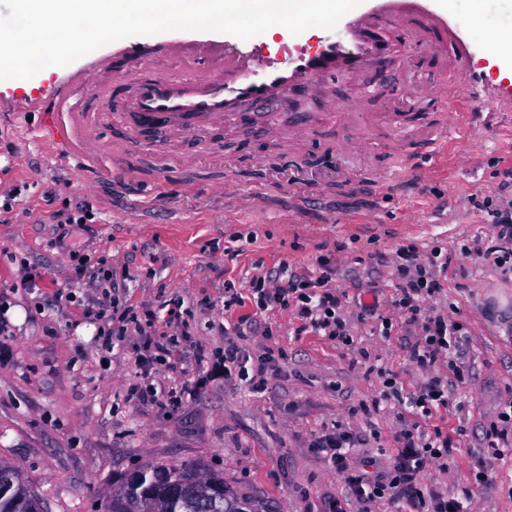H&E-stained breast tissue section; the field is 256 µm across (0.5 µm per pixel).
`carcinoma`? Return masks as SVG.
<instances>
[{"label":"carcinoma","mask_w":512,"mask_h":512,"mask_svg":"<svg viewBox=\"0 0 512 512\" xmlns=\"http://www.w3.org/2000/svg\"><path fill=\"white\" fill-rule=\"evenodd\" d=\"M200 476L191 467L143 471L142 480L122 486L112 495L110 512H147L151 507L164 512H227L230 500L244 512L250 502L231 493L210 499L201 492ZM41 500L33 496L22 482L16 466L0 463V512H42Z\"/></svg>","instance_id":"cac0c4a2"}]
</instances>
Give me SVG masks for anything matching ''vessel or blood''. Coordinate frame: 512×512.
<instances>
[{"instance_id":"1","label":"vessel or blood","mask_w":512,"mask_h":512,"mask_svg":"<svg viewBox=\"0 0 512 512\" xmlns=\"http://www.w3.org/2000/svg\"><path fill=\"white\" fill-rule=\"evenodd\" d=\"M382 27L404 35L412 47L427 49L437 73L444 76L442 86L423 87L421 97L440 90L448 95L445 111L431 119L435 135L406 141L393 166L375 183V192L383 196L401 181L421 175L415 165L418 157L446 163L448 132L464 118L479 127L487 121L483 110L468 116L457 110L459 100L469 96L472 59L470 39L449 11L448 0H363L313 52L284 44L272 56L259 51L256 39L229 34L176 38L144 51L119 44L112 56L88 55L83 69L69 73L38 99L44 138L74 169L85 170L99 164L95 127L87 119L95 100L111 102L114 123L154 131L166 142L192 137L202 120L221 124L228 115L254 105L287 104L293 92L317 88L339 71L355 73L369 86L393 70L397 56L393 45L380 37ZM480 32L489 52H512L511 30L484 25ZM331 109L350 127L354 141L374 139L371 115L361 111L359 102L335 103Z\"/></svg>"}]
</instances>
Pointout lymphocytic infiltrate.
<instances>
[{"label": "lymphocytic infiltrate", "mask_w": 512, "mask_h": 512, "mask_svg": "<svg viewBox=\"0 0 512 512\" xmlns=\"http://www.w3.org/2000/svg\"><path fill=\"white\" fill-rule=\"evenodd\" d=\"M439 252L420 256L414 244H402L396 249V277L398 280L397 305L409 323L421 324L422 334L412 345L410 357L417 366L429 368L440 359L448 361V376H434L420 389L404 400V407L412 414L432 416L434 411L447 408L449 401L448 378L460 376L458 364L467 346L460 322L434 313L428 302L440 296L443 284L437 275ZM336 274L330 258H320L318 272L302 276L289 271L287 265L253 275L249 281V300L255 312L239 318L232 327L234 339L226 343L223 351L225 373H236L254 392H261L266 385V375L276 357L273 350H265L258 356L246 353L238 341L255 335L261 325L258 314L274 307L294 308L301 322L300 329L317 336L349 343L343 315L344 295L333 287ZM96 319L108 320L110 328L103 334L104 346H111L114 337L136 332L140 338L142 366H152L159 353L175 347V329L183 327L185 319L179 307L168 308L166 313L156 311L138 315L134 308L119 300L103 304L95 314ZM164 324L165 334L154 332L155 324ZM399 446L392 458L386 478L372 479L366 473L353 469L349 463L352 448L358 438L351 431L336 429L318 436L313 443L334 470L342 473L350 492L349 500L337 499L329 503L328 512H347L349 501L366 503L386 498L396 503L400 512H470L469 491L451 497L437 491H425L417 485V476L428 465L447 467L453 446L441 431L426 434L417 424L409 423L397 437Z\"/></svg>", "instance_id": "f902f5d3"}]
</instances>
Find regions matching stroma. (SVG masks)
I'll list each match as a JSON object with an SVG mask.
<instances>
[{"label": "stroma", "instance_id": "35a3bbf8", "mask_svg": "<svg viewBox=\"0 0 512 512\" xmlns=\"http://www.w3.org/2000/svg\"><path fill=\"white\" fill-rule=\"evenodd\" d=\"M471 37L474 90L486 102L496 91L512 95V82L500 76L512 58L492 65L479 31ZM66 73L51 66L29 79L0 81V295L26 314L11 327V361L0 365V461L18 467L46 512H107L125 475L184 466L223 476L225 488L251 500L257 512H326L347 486L313 451V440L340 426L364 438L354 462H389L406 412L398 397L382 400L386 376H396L405 396L448 373L447 360L421 369L410 357L419 329L394 303L393 259L401 243L448 253L445 291L429 307L462 323L469 339L464 381L454 386L448 408L418 421L421 430L438 428L453 440V463L426 468L419 485L451 496L471 489L472 512H512V446L497 455L484 451L487 426L512 404V275H502L484 254L496 231L483 206L498 201L499 172L512 167V113L474 134L449 135V152L468 141L471 161L412 179L385 197L372 191L384 146L353 160L357 181L322 179L319 159L345 138V128L324 120L315 136L291 149L258 135L257 120L272 114L269 106L256 108L255 118L227 127L203 123L193 140L134 154L133 178L115 182L76 172L16 129L20 122L41 125L42 112L29 103ZM436 78L419 50L404 83L385 79L367 88L340 75L297 94L288 109L319 112L327 99L360 97L372 112L430 116L441 100L414 103L412 88ZM228 178L240 189L238 201H225L218 190ZM297 182L310 186L299 205L288 196ZM81 206L92 211V224L75 230L67 247L56 245L57 214ZM72 249L91 266L111 269L120 298L137 312L164 297L181 301L187 327L175 363L143 370L133 334L112 350L98 346V325L85 311L103 291L75 278ZM323 255L347 295L352 343L295 335L293 312L276 308L261 316L271 336L244 343L253 354L270 347L287 355L264 392L195 363L197 348L223 347L225 326L253 313L247 296L256 270L285 263L304 273ZM31 277L33 289L26 286ZM229 284L245 302L228 309ZM359 300L379 302L392 321L390 335H378L372 321L359 317ZM137 384L183 389V402L164 412L131 396ZM480 469L489 474L482 486L474 483Z\"/></svg>", "mask_w": 512, "mask_h": 512}]
</instances>
